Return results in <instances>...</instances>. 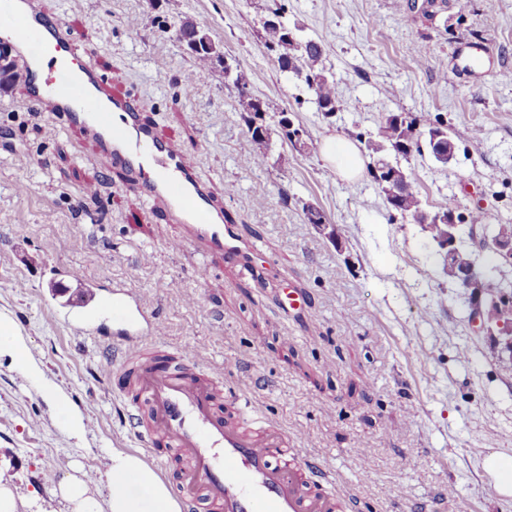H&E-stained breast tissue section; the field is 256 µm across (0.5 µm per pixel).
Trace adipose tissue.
Listing matches in <instances>:
<instances>
[{"mask_svg":"<svg viewBox=\"0 0 512 512\" xmlns=\"http://www.w3.org/2000/svg\"><path fill=\"white\" fill-rule=\"evenodd\" d=\"M321 152L325 160L342 179L356 180L363 169V161L356 145L336 137L324 138ZM124 477L134 483V490L116 491L112 484ZM109 484L107 497L95 496L93 484ZM68 505L69 512H180L176 499L167 485L137 454L116 449L107 457L96 477L79 471L60 480L54 489Z\"/></svg>","mask_w":512,"mask_h":512,"instance_id":"ef3b65f1","label":"adipose tissue"}]
</instances>
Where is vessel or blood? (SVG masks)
I'll return each mask as SVG.
<instances>
[{
	"label": "vessel or blood",
	"mask_w": 512,
	"mask_h": 512,
	"mask_svg": "<svg viewBox=\"0 0 512 512\" xmlns=\"http://www.w3.org/2000/svg\"><path fill=\"white\" fill-rule=\"evenodd\" d=\"M22 2L17 9L12 0H0V36L13 41L21 71L45 57L54 63L51 77L27 81L28 103L54 112L61 125L92 130L100 160L128 173L152 209L188 229L189 238H174L170 249L181 250L192 238L229 261L247 264L250 247L235 225L225 223L219 206L223 189L200 180L187 163L186 147L159 140L135 104L113 96L108 79L94 66L76 64L74 36L40 9L39 0ZM68 277L77 287L74 315L67 320L75 334H95L90 314L105 304L113 320L130 323L116 342L122 358L113 376L128 410L148 405V422L138 433L148 453L160 462L164 449L177 450L181 466L172 488L182 503L201 496L210 512H334L332 480L323 469L302 460L276 428L251 431L224 413L217 391L221 373L206 378L196 373L184 348L146 358L162 325L147 315L135 292L119 288L107 295L79 271Z\"/></svg>",
	"instance_id": "obj_1"
}]
</instances>
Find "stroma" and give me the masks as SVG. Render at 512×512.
<instances>
[{
  "mask_svg": "<svg viewBox=\"0 0 512 512\" xmlns=\"http://www.w3.org/2000/svg\"><path fill=\"white\" fill-rule=\"evenodd\" d=\"M271 3L42 0L113 95L135 98L160 137L189 147L202 180L233 184L224 214L256 250L245 269L199 247L168 249L179 225L100 164L87 132L48 135L57 118L27 105L23 83L0 91V310L41 370L32 380L0 354V472L20 512H66L52 478L98 470L114 448L142 449L103 377V344L63 321L72 267L136 290L166 346L189 349L203 372L222 369L225 408L281 427L352 512H512L481 468L488 453L512 456V358L474 332L466 295L420 225L391 211L369 175L344 181L321 155L325 137L376 135L391 112L440 116L456 145L450 163L426 149L400 161L422 200L457 205L465 224H512V0L463 12L447 0L431 19L408 0H285L298 36L324 47L340 98L330 117L266 49ZM175 12L210 33L256 96L283 101L306 149L278 140L265 165L241 166L252 144L223 69L181 90L191 55L166 27ZM467 43L490 47L492 71L465 72ZM308 206L337 238L308 222ZM292 288L304 300L294 316L282 306ZM42 381L83 414L82 437Z\"/></svg>",
  "mask_w": 512,
  "mask_h": 512,
  "instance_id": "obj_1",
  "label": "stroma"
}]
</instances>
